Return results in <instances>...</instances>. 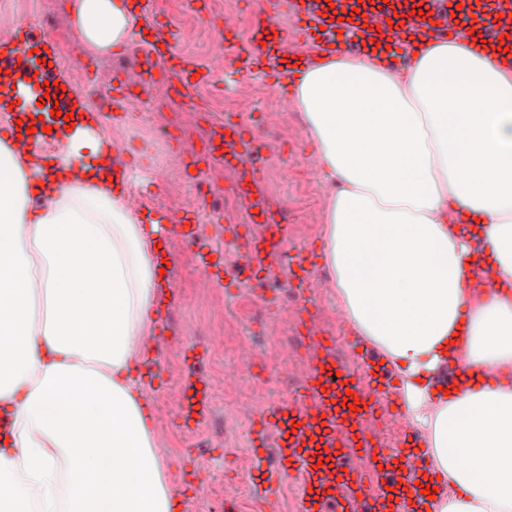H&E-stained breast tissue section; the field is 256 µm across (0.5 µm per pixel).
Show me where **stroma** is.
<instances>
[{"instance_id":"stroma-1","label":"stroma","mask_w":512,"mask_h":512,"mask_svg":"<svg viewBox=\"0 0 512 512\" xmlns=\"http://www.w3.org/2000/svg\"><path fill=\"white\" fill-rule=\"evenodd\" d=\"M73 0H0V26L16 19H38L45 38L64 51L72 67L73 87L85 90L91 112L109 115L107 131L130 147L127 181L136 191L143 211L165 224H196L207 228L218 222L228 231L220 239H203L201 249L185 248L172 241L165 247L168 283L177 293V312L169 333L171 345L160 355L163 383L153 395L162 408V419L153 431L167 454L164 469L173 489L182 480L198 488L191 512H294L298 478L286 477L274 500L263 488L240 474L239 454L250 447L253 418L270 404L291 398L300 385L301 372L310 358L334 346L351 368L359 362L343 342L344 327L336 323V295L328 288L329 273L316 266L312 274L310 302L301 322L279 327L281 307L296 299L287 274L272 266L266 271L263 294L238 281L236 234L250 223L252 198L221 203L210 208L197 204L200 193L224 189L234 175L223 159L211 156L209 142L214 129L231 122L240 126L245 139L261 146L265 160L264 199L281 223L291 225L288 249L318 247L323 242L322 209L327 187L318 171L313 147L302 129V118L289 105L286 93L276 91L263 73L239 82L216 75L205 85L191 87L187 96L154 97L151 84L132 85V75L142 72V60L151 51L135 42L118 51L91 52L77 35L71 18ZM144 28L165 32L168 22L189 27L188 40L178 42L177 52L206 62L214 31L232 18L235 36H245L259 0H199L196 11H186L184 0H146ZM279 116L267 127L268 114ZM167 163L171 176L161 185L144 186V155ZM210 251L223 267L221 278L206 279L199 270V250ZM204 351L201 363L212 389L209 419L196 430L203 444L201 457L187 450L184 432L175 421L180 395L182 354L185 346ZM278 360H270V353ZM237 377L234 388L224 385L225 374Z\"/></svg>"}]
</instances>
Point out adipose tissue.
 I'll return each instance as SVG.
<instances>
[{
    "label": "adipose tissue",
    "instance_id": "ef3b65f1",
    "mask_svg": "<svg viewBox=\"0 0 512 512\" xmlns=\"http://www.w3.org/2000/svg\"><path fill=\"white\" fill-rule=\"evenodd\" d=\"M94 52L136 42L127 0H75ZM463 17L394 70L316 53L292 107L317 150L322 258L352 336L379 351L426 468L413 512H512V60ZM0 76V512H172L135 375L155 321L159 243L127 201L124 142L77 138L14 106ZM483 224L492 287L473 295ZM437 489L421 493L419 480Z\"/></svg>",
    "mask_w": 512,
    "mask_h": 512
}]
</instances>
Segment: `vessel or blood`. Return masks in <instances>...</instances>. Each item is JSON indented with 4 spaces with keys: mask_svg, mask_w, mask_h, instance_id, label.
<instances>
[{
    "mask_svg": "<svg viewBox=\"0 0 512 512\" xmlns=\"http://www.w3.org/2000/svg\"><path fill=\"white\" fill-rule=\"evenodd\" d=\"M416 4L421 5V13H413ZM460 6L476 15L484 11L500 15V24L482 30L490 46H498L501 36L512 31V0H290L291 24L281 23L276 9L260 11L245 39L227 40L224 56L238 63L233 76L257 69L271 77L275 87L282 88L296 75L295 58L287 49L291 40L300 38L321 50L329 46L341 53L357 50L376 39L379 28L394 18L402 21L405 35L444 39L455 32L452 15ZM28 46L43 49L52 62L50 80L60 79L63 51L46 41L37 22L0 29L1 58ZM223 143L224 166L236 173L230 193L245 196L259 189L265 167L244 157L243 141L234 126H225ZM259 216V223L252 225L239 243L242 255L249 259L245 267L248 280L258 281L269 261L276 259L283 262L289 275L306 283L313 263L303 251L286 250L290 225L275 223L266 206L261 207ZM172 315V304L157 308L151 345L166 347ZM200 361L195 347L185 349L183 364L187 371L182 378L178 415L190 432L206 419L210 408L211 386L196 371ZM384 385L380 376L350 370L334 351L314 357L296 394L269 406L253 420L252 469L260 467V451L272 449L274 461L266 480L274 483L289 472L299 474L303 491L298 512H358V491L379 498L386 486L395 484L401 476L394 466L375 473L368 466L379 427L376 411L386 401ZM349 393L358 397V410L342 407ZM321 446L332 454V468L327 472L316 466Z\"/></svg>",
    "mask_w": 512,
    "mask_h": 512,
    "instance_id": "1",
    "label": "vessel or blood"
}]
</instances>
